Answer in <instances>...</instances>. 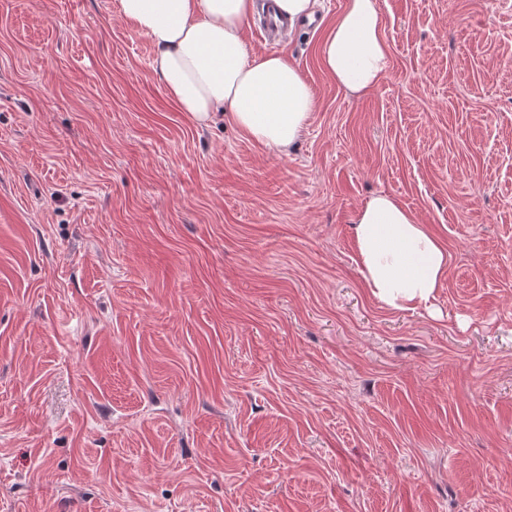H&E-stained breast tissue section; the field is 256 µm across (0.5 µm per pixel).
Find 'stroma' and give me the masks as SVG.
<instances>
[{
    "label": "stroma",
    "instance_id": "stroma-1",
    "mask_svg": "<svg viewBox=\"0 0 512 512\" xmlns=\"http://www.w3.org/2000/svg\"><path fill=\"white\" fill-rule=\"evenodd\" d=\"M318 0L282 153L154 75L118 0H0V512H512V0H377L352 96ZM448 249L431 309L353 220ZM323 67L347 94L359 96L383 79L388 60L376 0H346L320 47ZM360 272L372 296L391 310L428 308L448 270V250L389 194L370 198L354 221Z\"/></svg>",
    "mask_w": 512,
    "mask_h": 512
}]
</instances>
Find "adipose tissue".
<instances>
[{
	"instance_id": "obj_1",
	"label": "adipose tissue",
	"mask_w": 512,
	"mask_h": 512,
	"mask_svg": "<svg viewBox=\"0 0 512 512\" xmlns=\"http://www.w3.org/2000/svg\"><path fill=\"white\" fill-rule=\"evenodd\" d=\"M123 17L156 48L151 67L181 111L205 124L224 110L253 141L280 152L315 110L312 89L281 55L249 56L244 22L255 0H119ZM323 67L347 94L383 79L388 60L377 0H346L320 47ZM360 272L391 310L429 307L448 270V251L394 196L370 198L354 221Z\"/></svg>"
}]
</instances>
